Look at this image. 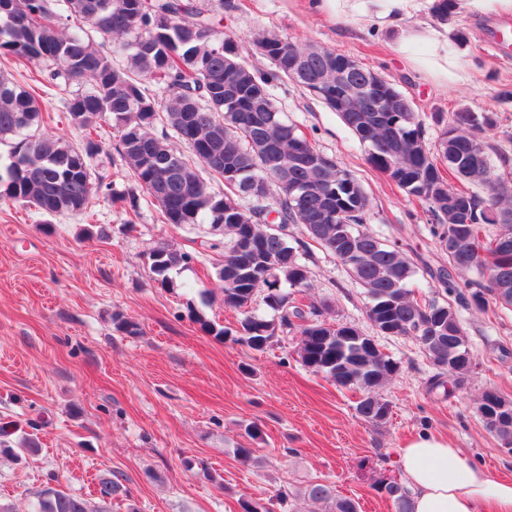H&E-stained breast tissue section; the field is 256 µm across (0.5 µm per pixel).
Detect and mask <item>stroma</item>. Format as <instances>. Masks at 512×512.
Masks as SVG:
<instances>
[{
	"label": "stroma",
	"instance_id": "1",
	"mask_svg": "<svg viewBox=\"0 0 512 512\" xmlns=\"http://www.w3.org/2000/svg\"><path fill=\"white\" fill-rule=\"evenodd\" d=\"M486 23L458 14L445 23L466 35L465 82L434 79L398 52L388 31L313 14L306 0H228L223 30L263 70L270 63L249 42L259 30L348 55L395 84L425 120L438 113L448 122L461 108L496 113L486 139L512 157V56L490 49ZM275 95L312 144L361 184L372 232L400 240L418 263L446 265L425 205L367 162L335 112L294 86ZM97 127L94 163L109 175L111 194H99L86 212L56 217L0 201V424L16 426L11 447L26 437L41 446L35 457L0 459V501L31 512L44 488L87 496L106 477L120 480L129 496L113 500L112 512H126L130 503L139 512H239L240 497L266 500L283 487L296 492L299 512H323L298 492L327 481L361 512H394L376 485L401 478L398 448L427 432L447 437L491 474L512 476V453L476 412L485 390L512 398V310L456 307L475 364L447 396L429 391L436 369L414 340L379 337L399 371L380 390L391 404L389 419L366 422L355 411L360 391L304 367L295 340L259 353L201 330L190 308L229 327L239 318L217 294L212 253L174 270L170 287L152 281L148 250L158 242L192 249L205 227L161 223L144 194L136 223L126 227L128 205L120 197L135 184L115 150L111 122ZM306 265L313 295L331 303L334 318L373 334L366 292L336 259L319 251ZM204 287L215 293L207 305L198 295ZM117 315L138 323L140 335L119 330ZM252 423L261 430L253 441L245 433ZM246 441L257 457L247 467L234 456Z\"/></svg>",
	"mask_w": 512,
	"mask_h": 512
}]
</instances>
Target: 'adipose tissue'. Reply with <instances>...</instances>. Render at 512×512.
Segmentation results:
<instances>
[{
  "instance_id": "obj_1",
  "label": "adipose tissue",
  "mask_w": 512,
  "mask_h": 512,
  "mask_svg": "<svg viewBox=\"0 0 512 512\" xmlns=\"http://www.w3.org/2000/svg\"><path fill=\"white\" fill-rule=\"evenodd\" d=\"M323 15H351L361 23L398 31L397 47L412 55L418 45L428 53L419 67L440 79L465 72L457 44L443 27L404 28L402 22L419 9V0H312ZM414 512H512V479L495 478L463 460L448 439L420 436L398 452Z\"/></svg>"
}]
</instances>
